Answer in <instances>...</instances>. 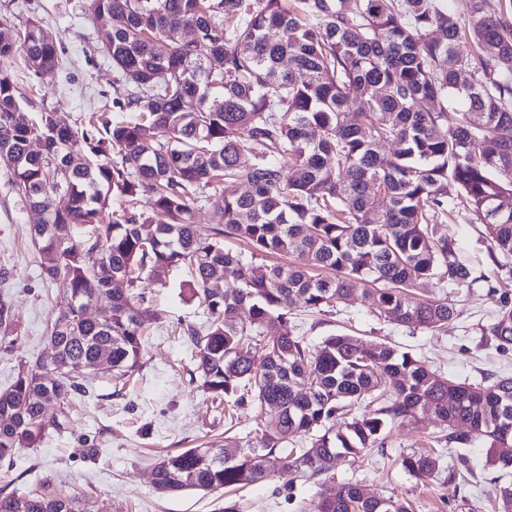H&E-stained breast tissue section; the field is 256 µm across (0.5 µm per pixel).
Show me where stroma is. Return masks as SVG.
Here are the masks:
<instances>
[{
    "mask_svg": "<svg viewBox=\"0 0 512 512\" xmlns=\"http://www.w3.org/2000/svg\"><path fill=\"white\" fill-rule=\"evenodd\" d=\"M83 3L0 0V17L19 28L39 24L56 41L64 60L51 79L38 77L20 55L9 70L30 111L54 110L74 117L103 112L116 122L129 120V113L113 106L116 75L111 61L93 51L105 40L111 23L88 16ZM10 171V162L0 157V271L6 273L0 278V295L13 305L18 334L14 344L0 341V386L11 380L20 360L50 353L47 332L61 293L59 286L42 280L27 210L9 188ZM441 231L456 240L461 259L481 276L473 288L456 293L459 314L447 328L430 331L389 323L363 301L324 315L310 312L297 300L292 304L296 334L313 346L337 333L378 339L466 383L491 375L512 376V348H497L480 336L481 326L496 310L482 279L493 268L486 230L480 224L451 221ZM192 286L185 269L138 281L135 292L148 310L139 368L129 378L109 369L77 372L88 393L73 400L61 430L49 432L38 447L0 461V494L81 492L92 497L98 512H217L227 501L235 502L238 512H316L319 499L340 483L356 482L368 491L408 501L413 512H494L500 483L484 442L448 449L444 465L462 455L471 468L456 484H449L444 473L419 479L404 469L403 457L434 446L438 427L428 415L397 421L384 447L338 460L326 478L279 474L224 493L160 495L153 485V468L161 455L227 437L257 445L269 416L252 402L227 416L223 401L203 391L194 348L182 334L186 325L201 329L207 323V309L192 297Z\"/></svg>",
    "mask_w": 512,
    "mask_h": 512,
    "instance_id": "obj_1",
    "label": "stroma"
}]
</instances>
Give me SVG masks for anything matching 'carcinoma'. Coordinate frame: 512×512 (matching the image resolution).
<instances>
[{
  "label": "carcinoma",
  "instance_id": "cac0c4a2",
  "mask_svg": "<svg viewBox=\"0 0 512 512\" xmlns=\"http://www.w3.org/2000/svg\"><path fill=\"white\" fill-rule=\"evenodd\" d=\"M85 2L88 14L112 22L98 52L119 76L115 107L139 113L133 121L79 127L60 112L32 116L5 62L21 53L51 78L61 55L39 25L20 30L0 18V153L13 162L12 190L26 201L41 274L65 287L49 327L52 352L21 362L0 387V460L62 427L45 404L64 409L86 393L73 377L80 365L104 356L123 374L139 367L146 310L136 282L145 269L184 267L209 315L207 329L184 330L201 387L237 405L248 393L276 412L258 448L226 437L160 458L159 493L327 474L419 414L433 416L457 448L487 442L492 464L512 474V376L456 382L409 351L346 334L313 348L295 334L290 309L300 299L328 313L361 299L397 325L447 326L455 304L417 289L480 280L439 232L450 213L485 226L494 276L512 278V0L497 13L486 0H465L464 16L441 0ZM465 41L474 50L463 52ZM386 142L397 150L380 152ZM212 192L223 198L213 226L194 223ZM112 196L123 207L106 223ZM142 196L165 217L149 235L150 216L130 209ZM226 237L249 253L224 249ZM267 254L306 264H255ZM230 281L238 287L225 288ZM491 293L497 309L481 335L507 349L512 293ZM99 298L111 304L105 322L83 314ZM267 328L276 333L258 370L253 337ZM11 334L12 304L1 295L0 340L15 342ZM368 396L379 407L336 424ZM298 437L308 447H286ZM440 463L402 460L418 479ZM0 512L95 510L80 493L10 494L0 496ZM317 512L412 509L345 482Z\"/></svg>",
  "mask_w": 512,
  "mask_h": 512
}]
</instances>
